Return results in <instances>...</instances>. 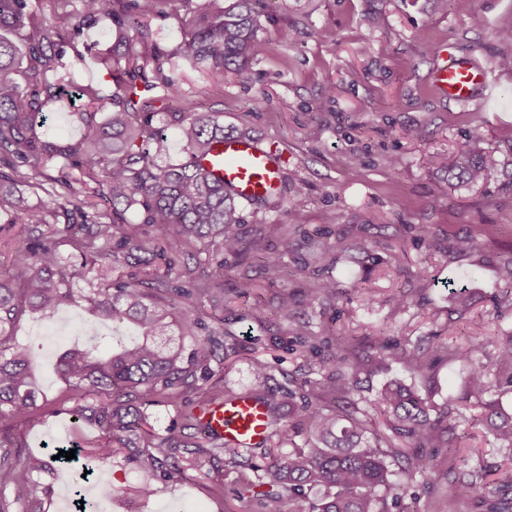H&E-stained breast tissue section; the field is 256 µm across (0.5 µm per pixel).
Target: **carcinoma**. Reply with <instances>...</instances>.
Here are the masks:
<instances>
[{"label":"carcinoma","instance_id":"carcinoma-1","mask_svg":"<svg viewBox=\"0 0 512 512\" xmlns=\"http://www.w3.org/2000/svg\"><path fill=\"white\" fill-rule=\"evenodd\" d=\"M53 15L68 16L78 4L81 26L108 19L116 27L118 45L101 61L115 89L109 93L88 83L74 93L87 99L81 112L86 132L65 143L43 137V107L66 92L62 70L67 49L75 48L80 29L66 34L52 19L33 8L30 0H0V186L5 182L44 188L56 178L52 164L78 169L88 179L85 199L76 204L60 194L51 204L35 206L27 197L0 191V213L10 219L0 224V241L10 246L7 267L0 270V420L26 422L48 405L31 387L25 355L11 347L10 328L24 311H47L75 304L89 312L80 328L91 345L67 350L60 363L63 378L78 403L69 413L95 424L94 447L105 459L113 449L126 448L143 464L165 477L173 475L170 460L187 449L186 467L227 464L241 468L235 500L243 512H390L398 502V484L390 480L386 458L403 459L411 480L434 469L426 448H456L450 412L431 416V406L413 388L389 383L377 394L376 416L345 413L340 407L354 390L358 375L369 366L357 348L363 338H336L334 368L312 381L286 378L274 392L264 388L244 395L264 406L267 439L264 464L237 460L239 449L205 430L193 443L179 430L157 434L147 427L139 410L141 398L177 403L185 393L195 394V408L233 402L244 396L224 388L225 345L234 338L224 327V257L262 256L271 281L288 266V250L269 252L265 241L288 232V225L264 222L248 240L240 232L237 197L203 165L213 143L224 138V125L208 112H169V123L179 131L185 158L161 166L156 159L169 153L164 130L153 125L155 112L136 99L135 81L145 68L160 61L147 20L161 13L184 14V57L212 72L246 73L259 62L265 0H48ZM30 78L17 79L22 58ZM163 99L181 96L174 75L162 77ZM485 136L476 127L470 144L449 156L436 158L447 173L438 190H474L493 172L503 170V187L512 191V146L502 154L482 146ZM136 208L139 222L124 214ZM307 207L303 191L289 206L294 234L303 237L322 262L307 289L311 302L336 297V280L327 275L348 251H367L369 243L338 235L311 236L300 224ZM24 233L16 235V225ZM484 228L471 226L456 236L449 249L478 254ZM73 249L62 253V246ZM187 254L193 265L177 268L167 260V273L153 268L165 253ZM86 278L87 291L75 295L71 280ZM495 288L512 299V259L496 265ZM99 320L115 327L131 324L141 333L134 342L108 353L99 352L103 337L95 333ZM375 365L406 366L420 378L434 370L439 355L434 348L408 346L387 337L375 341ZM482 348L473 341L466 348L446 351L450 360L469 364L465 392L459 402H473L494 438L512 449V412L497 400L485 399L490 371L480 360ZM495 382L512 392V333L498 337ZM14 442L0 437V488L10 487L16 512H43L50 487L36 473L50 461L13 450ZM286 447L288 453L278 449Z\"/></svg>","mask_w":512,"mask_h":512}]
</instances>
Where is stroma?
Masks as SVG:
<instances>
[{
    "mask_svg": "<svg viewBox=\"0 0 512 512\" xmlns=\"http://www.w3.org/2000/svg\"><path fill=\"white\" fill-rule=\"evenodd\" d=\"M265 51L262 60L245 76H218L190 65L180 48L186 28L180 18H151L147 27L165 56L162 72L179 75L184 89L180 104L185 112L216 113L226 132L247 133L281 157L282 196L291 201L304 191L308 205L302 223L308 231L347 232L373 242L369 253L341 256L332 271L338 283L332 305L313 323L324 328L318 351L293 344L290 336L302 311L291 319L275 314L273 304L285 289L300 291L311 279L317 261L303 245L288 257L282 277L269 281L255 273L248 295L235 293L238 266L224 261V325L235 335L228 353L224 384L238 393L257 387L251 365L259 360L274 374L306 375L319 372L335 351L336 338L386 335L414 345L429 337L437 348L463 345L470 323L482 321L487 337L512 331V302L493 300L495 263L512 259V191L503 189L502 175L474 191L441 194L442 174L432 164L439 153L466 146L473 127H481L486 146L512 143V69L498 67L500 56L512 45L498 38L512 26V0H301L297 11L281 17L266 8L262 19ZM111 23L101 20L83 31L74 50L65 57L67 83L80 85L105 78L97 54L112 44ZM448 46L459 55L494 68L499 95L495 102L475 100L459 105L440 97L430 83L434 50ZM159 72V73H162ZM158 72L148 71L151 84L145 98L152 109L163 110V88ZM84 100L69 97L45 106L46 135L53 140L80 136L77 120ZM424 128L426 141L409 138V130ZM357 163H349V156ZM401 156L395 172L387 157ZM430 225L431 243L415 239L414 225ZM482 224L487 229L483 252L488 259L475 268L471 256L448 250L450 238ZM405 248L402 264L388 257ZM370 281H363L367 267ZM466 275L474 298L467 313H459L447 287L449 278ZM406 292L407 310L393 306V296ZM265 310V328L254 321L256 307ZM84 311L64 305L48 315L27 314L14 330V345L28 357L30 371L49 406L25 423L0 421L5 435L27 453L47 457L56 441H94L95 425L73 422L68 413L73 392L61 378L58 363L68 348L85 346L78 330ZM465 366L440 360L430 378L412 376L400 366L363 373L351 395L358 411H368L388 381L415 386L431 404L441 407L463 386ZM474 409L458 408L451 415L460 447L433 449L434 471L416 475L391 512H481L478 498H493L500 485L512 479V458L497 448ZM127 449H115L108 459L83 454L90 480L82 488L92 497L100 481H107L112 496L101 512H241L230 490L237 473L223 466L201 474L185 470L171 478L129 460ZM476 472L483 479L477 497L456 494L462 475ZM155 492L143 498L142 484Z\"/></svg>",
    "mask_w": 512,
    "mask_h": 512,
    "instance_id": "1",
    "label": "stroma"
}]
</instances>
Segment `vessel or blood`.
<instances>
[{
    "label": "vessel or blood",
    "instance_id": "b4317fda",
    "mask_svg": "<svg viewBox=\"0 0 512 512\" xmlns=\"http://www.w3.org/2000/svg\"><path fill=\"white\" fill-rule=\"evenodd\" d=\"M431 82L439 94L456 103L492 97L497 90V79L492 69L456 56L445 47L436 52ZM205 165L245 201L272 196L280 191L278 156L251 138L241 136L216 142ZM265 420L264 407L248 398L214 406L201 413L205 426L240 448L254 447L262 440Z\"/></svg>",
    "mask_w": 512,
    "mask_h": 512
}]
</instances>
